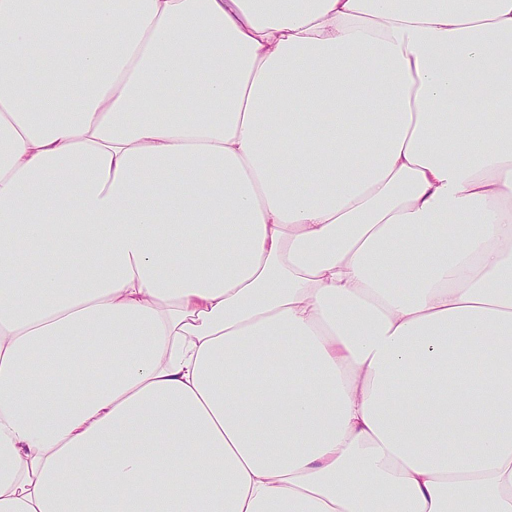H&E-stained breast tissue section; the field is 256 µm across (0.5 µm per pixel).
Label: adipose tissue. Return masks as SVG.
Masks as SVG:
<instances>
[{"instance_id": "adipose-tissue-1", "label": "adipose tissue", "mask_w": 512, "mask_h": 512, "mask_svg": "<svg viewBox=\"0 0 512 512\" xmlns=\"http://www.w3.org/2000/svg\"><path fill=\"white\" fill-rule=\"evenodd\" d=\"M82 3L0 0V512H512V0Z\"/></svg>"}]
</instances>
